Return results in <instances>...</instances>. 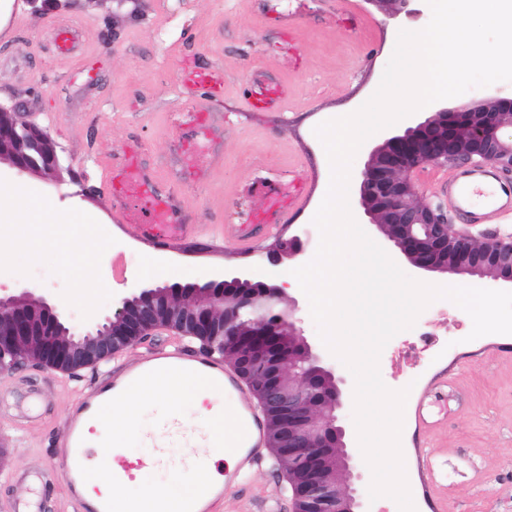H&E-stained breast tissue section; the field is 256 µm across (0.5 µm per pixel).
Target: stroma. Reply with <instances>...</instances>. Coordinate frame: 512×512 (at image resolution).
<instances>
[{"mask_svg":"<svg viewBox=\"0 0 512 512\" xmlns=\"http://www.w3.org/2000/svg\"><path fill=\"white\" fill-rule=\"evenodd\" d=\"M417 16L390 18L367 0H29L27 14L0 43V106H19L23 122L46 132L56 145L62 179L9 170L11 181L58 207L77 206L111 216L113 201L100 185L99 166L138 146L137 161L155 176L156 193L178 185L201 224H221L237 208L262 210L268 190L305 174L321 194L328 174L313 129L329 112L360 108L381 82L400 30L423 29L431 18L426 0ZM69 32L71 52L58 53L59 29ZM224 74V96L197 94L187 103L179 72L184 62ZM287 83L285 111L244 110L242 87L259 68ZM365 232L409 277L421 282L507 291L512 283L442 273H422L397 256L376 226ZM68 238V251L59 241ZM154 247L124 241L115 257L125 265L112 273L104 252L67 227L40 224L29 211L0 219V287L13 293L37 289L46 299L66 298L67 319L89 323L110 315L131 283L186 286L211 268L232 274L248 267L253 250L162 249L163 277H146ZM85 303L70 302L75 283ZM461 321L456 342L428 361L424 375L448 368L461 381V405L449 413L437 436L457 458L484 468L480 481L448 498L447 512H512V358L493 356L500 342L489 334L470 339L472 321ZM100 371L76 376L27 366L0 375V436L8 439L9 465L0 472V512H14L11 476L40 474L37 512H70L57 476H43L51 441L61 433L73 397ZM140 425L124 439L129 454L151 460L161 404L137 409ZM195 437L176 443L166 465H149L116 498L136 504L144 487L179 495L210 458L200 440L211 421L184 405ZM285 476L267 459L221 512H290Z\"/></svg>","mask_w":512,"mask_h":512,"instance_id":"1","label":"stroma"}]
</instances>
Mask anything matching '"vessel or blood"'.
Returning <instances> with one entry per match:
<instances>
[{"instance_id":"b4317fda","label":"vessel or blood","mask_w":512,"mask_h":512,"mask_svg":"<svg viewBox=\"0 0 512 512\" xmlns=\"http://www.w3.org/2000/svg\"><path fill=\"white\" fill-rule=\"evenodd\" d=\"M182 85L189 92L204 91L208 96L224 94V79L216 71L200 70L184 64ZM260 94L243 97L246 108L264 106L282 110L288 105L289 90L282 82L262 78ZM103 180L112 188V220L130 231L145 245L164 244L171 248L206 240L212 246L231 245L246 248L259 238L277 235L282 224L304 209L312 187L303 179L289 182L282 193L269 201L261 218L241 212L236 222L199 224L187 210L185 198L175 189L162 196L149 193L150 176L126 157L123 168L106 166ZM444 202L460 224H488L492 220L512 221V177L489 164H475L437 175ZM171 369L185 372L212 388L224 401V453L235 460L224 470L221 481L202 483L182 495V512H218L217 506L228 494L244 484L265 459L268 429L254 403L247 396L239 374L225 365L222 357L194 353L182 345L162 346L137 359L119 360L101 375L98 383L84 388L78 402L68 411L64 433L53 447L54 465L65 486L72 512H116L114 499L85 496L84 487L101 467H109L111 448L93 449L89 433L94 425L109 418L113 406L124 400L144 378L158 376ZM460 397L456 375L437 372L415 395L411 420L416 429L434 435L448 417L449 403ZM418 470L424 483L437 499L448 495V452H418Z\"/></svg>"}]
</instances>
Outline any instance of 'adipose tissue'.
Instances as JSON below:
<instances>
[{"label":"adipose tissue","instance_id":"1","mask_svg":"<svg viewBox=\"0 0 512 512\" xmlns=\"http://www.w3.org/2000/svg\"><path fill=\"white\" fill-rule=\"evenodd\" d=\"M9 190L10 198L15 207L41 209L45 221L49 224L59 222L71 223L72 219H80L86 226L90 238L98 239L103 243H111V236L102 233L99 218L91 212L77 213L76 209L62 210L45 206L42 199L35 193L16 189L9 179H0V190ZM191 401L195 411L199 414L212 417L215 427L212 430L208 444L212 452H219L224 446V408L213 397L212 393L200 389L176 374H164L146 379L140 383L119 406L112 410V448L114 456H122L125 434L136 423V408L144 401H160L167 405L170 416L180 414V407L184 401Z\"/></svg>","mask_w":512,"mask_h":512}]
</instances>
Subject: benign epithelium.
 I'll return each mask as SVG.
<instances>
[{"label":"benign epithelium","mask_w":512,"mask_h":512,"mask_svg":"<svg viewBox=\"0 0 512 512\" xmlns=\"http://www.w3.org/2000/svg\"><path fill=\"white\" fill-rule=\"evenodd\" d=\"M392 16L410 15L412 0H368ZM512 113V93L493 90L479 102L437 101L424 121L395 133L369 153L355 199L370 223L383 229L394 247L425 272L490 274L512 283V243L489 235L480 245L453 231L448 208L421 201L413 173L424 166L452 168L471 163L492 164L512 173V139L499 130ZM15 111L0 108V148L17 140L28 152L4 162L20 173L58 174L61 163L54 142L41 130L18 122ZM306 241L294 234L259 251L258 262L278 266L302 255ZM171 287L137 288L121 299L112 315L81 332L69 326L60 306L31 288L0 293V374L28 363L75 373L112 362L121 351L166 330L198 340L213 332V312L224 310V335L236 345L231 360L251 381L261 371L257 397L275 455L286 453L293 512H363L354 482V455L346 443L339 412L342 380L306 340L295 319V307L280 308L283 289L254 281L249 269L233 275L215 272L187 287L189 301L178 307L164 302ZM17 337H35L49 359L10 352ZM307 364V372L285 382L281 364Z\"/></svg>","instance_id":"benign-epithelium-1"}]
</instances>
